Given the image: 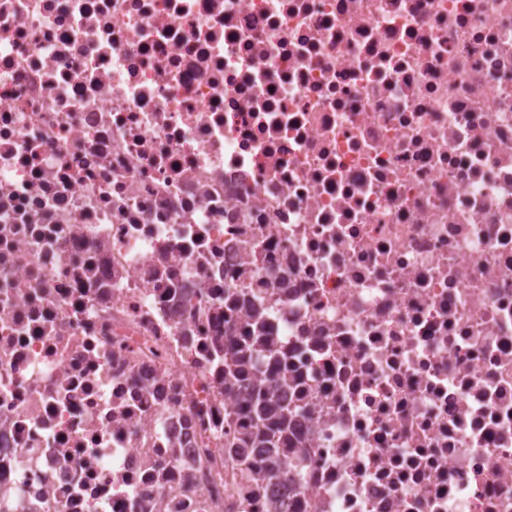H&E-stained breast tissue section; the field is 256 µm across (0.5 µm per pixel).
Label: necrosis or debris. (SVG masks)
I'll list each match as a JSON object with an SVG mask.
<instances>
[{
    "label": "necrosis or debris",
    "mask_w": 512,
    "mask_h": 512,
    "mask_svg": "<svg viewBox=\"0 0 512 512\" xmlns=\"http://www.w3.org/2000/svg\"><path fill=\"white\" fill-rule=\"evenodd\" d=\"M0 512H512V0H0ZM248 413L256 427L251 437L254 447L278 450L279 434L288 428V413L276 409L262 388L249 396Z\"/></svg>",
    "instance_id": "1"
}]
</instances>
